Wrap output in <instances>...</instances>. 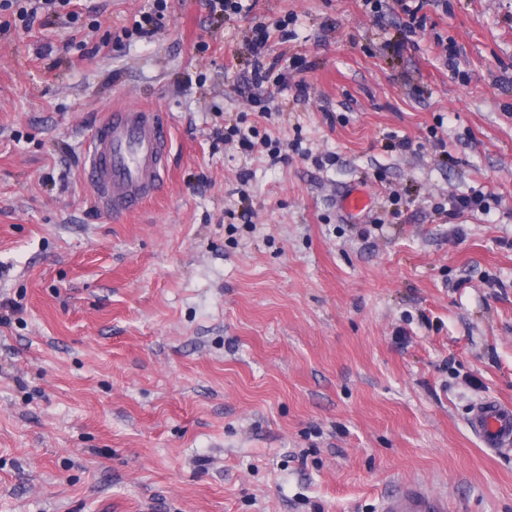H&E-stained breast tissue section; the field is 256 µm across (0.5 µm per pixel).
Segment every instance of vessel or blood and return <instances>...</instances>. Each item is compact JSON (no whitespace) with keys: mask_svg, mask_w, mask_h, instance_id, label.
<instances>
[{"mask_svg":"<svg viewBox=\"0 0 512 512\" xmlns=\"http://www.w3.org/2000/svg\"><path fill=\"white\" fill-rule=\"evenodd\" d=\"M171 145L167 120L146 107L113 109L90 139L85 180L104 210L120 218L141 209L163 187ZM469 426L491 453L512 447V405L495 399L475 403ZM448 503L420 484H407L383 499L381 512H447Z\"/></svg>","mask_w":512,"mask_h":512,"instance_id":"vessel-or-blood-1","label":"vessel or blood"}]
</instances>
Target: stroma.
I'll return each instance as SVG.
<instances>
[{
	"mask_svg": "<svg viewBox=\"0 0 512 512\" xmlns=\"http://www.w3.org/2000/svg\"><path fill=\"white\" fill-rule=\"evenodd\" d=\"M152 5L0 12V512H380L408 482L512 512V452L468 425L512 404V0H425L406 38L361 0H167L132 36ZM116 107L172 132L117 222L83 178ZM156 1V9L154 15H146L143 17V21H135L133 28L131 30V35L133 36V32L139 37H150L153 32L157 29L159 21L164 18V10L166 9V0H155ZM165 8V9H164ZM152 26V29L150 28ZM491 195H487L482 191H472L470 194H457L448 198V218L454 219L465 212L485 211L487 210V199Z\"/></svg>",
	"mask_w": 512,
	"mask_h": 512,
	"instance_id": "stroma-1",
	"label": "stroma"
}]
</instances>
